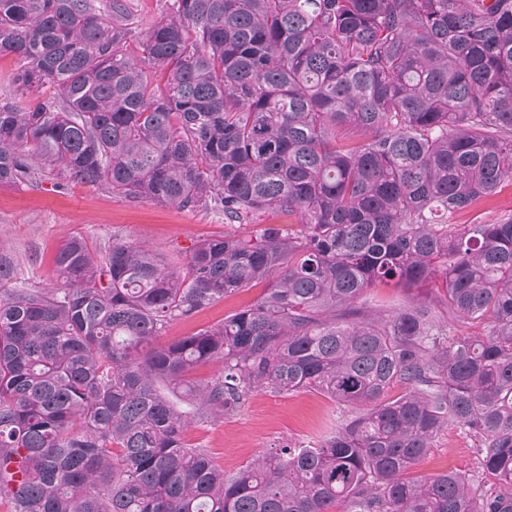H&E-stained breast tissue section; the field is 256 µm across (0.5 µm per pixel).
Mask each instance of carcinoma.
Returning <instances> with one entry per match:
<instances>
[{"label": "carcinoma", "instance_id": "1", "mask_svg": "<svg viewBox=\"0 0 512 512\" xmlns=\"http://www.w3.org/2000/svg\"><path fill=\"white\" fill-rule=\"evenodd\" d=\"M143 57L94 0H0V185L48 173L283 229L165 258L70 237L60 286L0 254V498L12 512H512V216H448L512 178V0H172ZM443 292L392 313L383 286ZM267 281L219 324L174 319ZM489 322L482 336L457 321ZM212 360L203 386L187 375ZM353 414L233 475L186 442L258 391ZM474 471L420 475L443 429ZM18 62L13 55H0V101L9 100L18 105L30 103L31 98L21 97L17 92L14 77L18 69Z\"/></svg>", "mask_w": 512, "mask_h": 512}]
</instances>
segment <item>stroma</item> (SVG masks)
<instances>
[{
	"label": "stroma",
	"instance_id": "obj_1",
	"mask_svg": "<svg viewBox=\"0 0 512 512\" xmlns=\"http://www.w3.org/2000/svg\"><path fill=\"white\" fill-rule=\"evenodd\" d=\"M122 23L131 35L126 50L139 57L148 31L169 14L167 0H125ZM224 214L215 209H183L144 199L130 203L100 187L71 184L55 191L52 181L0 186V253L18 264L19 277L56 286L53 257L73 234L104 247L131 240L160 255L186 252L199 239L224 233ZM263 292L256 286L217 302L189 319L173 320L157 338L167 345L210 327ZM347 408L322 394L301 389L287 394H253L238 411L215 423H189L190 443L208 448L217 466L233 473L273 449L304 446L335 430ZM476 467L470 438L450 426L438 436L430 455L419 465L423 474Z\"/></svg>",
	"mask_w": 512,
	"mask_h": 512
}]
</instances>
